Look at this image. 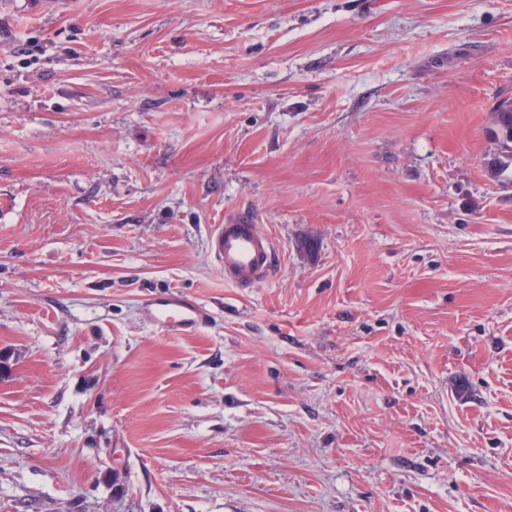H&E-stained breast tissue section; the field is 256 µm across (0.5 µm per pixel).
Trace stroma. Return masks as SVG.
<instances>
[{
    "instance_id": "1",
    "label": "stroma",
    "mask_w": 512,
    "mask_h": 512,
    "mask_svg": "<svg viewBox=\"0 0 512 512\" xmlns=\"http://www.w3.org/2000/svg\"><path fill=\"white\" fill-rule=\"evenodd\" d=\"M508 98L512 0H0V512H512ZM497 131L503 145V155L488 162V168L496 176L511 168L512 172V101H502L495 112ZM208 244L224 271V281L237 288H253L266 281L274 270L276 245L258 224L240 217L216 224ZM140 315L146 324L182 333L197 332L210 318L206 308L174 291L147 295L142 300Z\"/></svg>"
}]
</instances>
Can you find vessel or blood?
<instances>
[{
    "label": "vessel or blood",
    "mask_w": 512,
    "mask_h": 512,
    "mask_svg": "<svg viewBox=\"0 0 512 512\" xmlns=\"http://www.w3.org/2000/svg\"><path fill=\"white\" fill-rule=\"evenodd\" d=\"M208 244L224 272L225 282L235 287H254L266 281L274 270L277 248L273 239L259 225L244 219L215 225ZM140 315L146 324L182 333L197 332L210 318L206 308L174 291L147 295Z\"/></svg>",
    "instance_id": "1"
}]
</instances>
